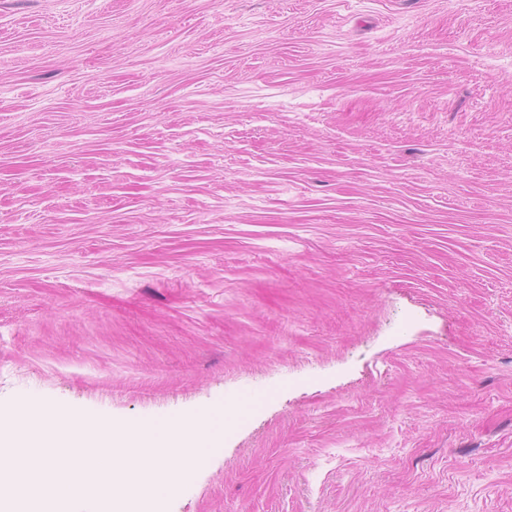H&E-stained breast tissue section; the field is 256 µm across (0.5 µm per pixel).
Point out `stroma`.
<instances>
[{"instance_id": "stroma-1", "label": "stroma", "mask_w": 512, "mask_h": 512, "mask_svg": "<svg viewBox=\"0 0 512 512\" xmlns=\"http://www.w3.org/2000/svg\"><path fill=\"white\" fill-rule=\"evenodd\" d=\"M230 394L160 512H512V0H0V411Z\"/></svg>"}]
</instances>
